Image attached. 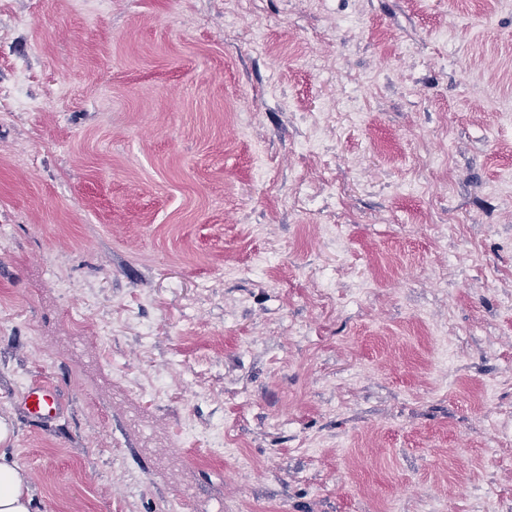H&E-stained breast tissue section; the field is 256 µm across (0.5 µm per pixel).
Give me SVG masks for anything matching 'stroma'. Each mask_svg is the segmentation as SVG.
Here are the masks:
<instances>
[{
  "label": "stroma",
  "mask_w": 512,
  "mask_h": 512,
  "mask_svg": "<svg viewBox=\"0 0 512 512\" xmlns=\"http://www.w3.org/2000/svg\"><path fill=\"white\" fill-rule=\"evenodd\" d=\"M226 3L0 0V87L42 104L0 108V463L33 512L512 499V0H257L255 41ZM20 403L29 419L44 427L56 425L64 415V408L45 380L31 381L21 392Z\"/></svg>",
  "instance_id": "1"
}]
</instances>
